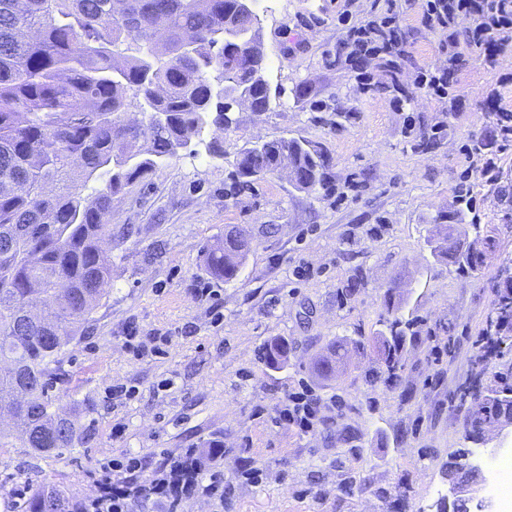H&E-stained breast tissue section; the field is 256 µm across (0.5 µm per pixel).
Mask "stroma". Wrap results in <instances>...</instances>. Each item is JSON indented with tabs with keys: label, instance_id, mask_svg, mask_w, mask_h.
Instances as JSON below:
<instances>
[{
	"label": "stroma",
	"instance_id": "1",
	"mask_svg": "<svg viewBox=\"0 0 512 512\" xmlns=\"http://www.w3.org/2000/svg\"><path fill=\"white\" fill-rule=\"evenodd\" d=\"M265 4L255 2L269 109H236L227 131L205 130L114 197L112 283L52 377L51 395L76 413L80 438L48 454L0 447V479L22 471L89 499L101 466L135 456L161 475L217 440L224 453L211 466L224 472L223 507L195 494L179 512H437L448 497L446 467L473 447L461 392L512 374V334L489 357L474 343L512 284V146L500 155L499 189L476 201L480 229L455 233L463 248L493 238L482 269L465 274L438 256L431 230L459 208L463 145L474 134L497 139L484 99L498 73L512 72V51L495 72L474 57L458 66L464 103L454 114L413 84L418 68L448 64L444 34L418 5L399 6L404 64L394 74L344 44L347 27L385 12L386 0ZM362 72L371 76L364 92ZM393 83L409 98L400 111ZM280 137L322 149L324 179L301 190L282 173L239 188V151ZM212 141L221 154L209 153ZM233 227L247 228L252 243L238 276L224 281L209 273L206 250ZM199 286L213 298L196 300ZM392 312L415 322L396 383L383 360ZM131 336L143 354L130 351ZM275 338L288 357L273 365L264 352ZM335 344L347 347V363L321 377L315 363ZM448 344L452 354L435 361L432 346ZM303 387L324 403L306 433L279 417ZM252 467L263 470L261 484L240 478Z\"/></svg>",
	"mask_w": 512,
	"mask_h": 512
}]
</instances>
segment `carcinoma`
I'll use <instances>...</instances> for the list:
<instances>
[{"label":"carcinoma","mask_w":512,"mask_h":512,"mask_svg":"<svg viewBox=\"0 0 512 512\" xmlns=\"http://www.w3.org/2000/svg\"><path fill=\"white\" fill-rule=\"evenodd\" d=\"M257 13L237 0H0V362L30 384L18 399L0 375V406L16 420L0 426V447L20 442L37 454L71 448L79 428L49 395V366L82 335L111 281L112 198L174 157L205 126L224 124L237 94L270 104ZM139 102L144 124L125 121ZM288 153L301 189L322 180L324 158L291 137L254 143L236 159L239 185L276 173ZM99 187L87 194L89 184ZM437 249L462 270L448 225L436 221ZM251 238L228 231L207 248L213 276L230 280ZM410 321L387 320L393 357ZM502 414L500 403L472 406L467 434ZM78 499L47 484L24 512H76Z\"/></svg>","instance_id":"carcinoma-1"}]
</instances>
